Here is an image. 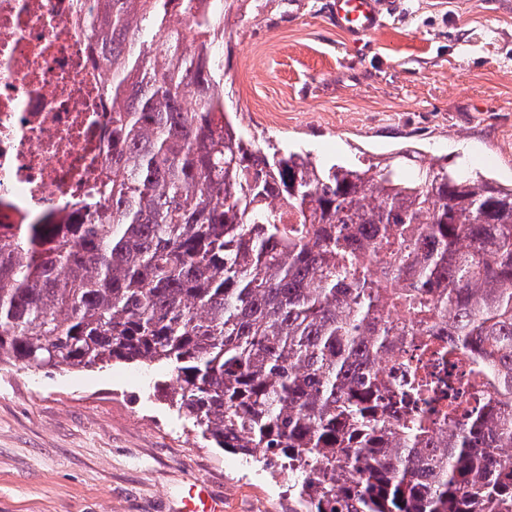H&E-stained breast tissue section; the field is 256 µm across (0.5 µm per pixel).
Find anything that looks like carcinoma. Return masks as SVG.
I'll return each mask as SVG.
<instances>
[{
  "instance_id": "obj_1",
  "label": "carcinoma",
  "mask_w": 512,
  "mask_h": 512,
  "mask_svg": "<svg viewBox=\"0 0 512 512\" xmlns=\"http://www.w3.org/2000/svg\"><path fill=\"white\" fill-rule=\"evenodd\" d=\"M235 2L98 0L112 159L72 223L0 226V363L163 366L177 415L287 464L304 512H512V186L244 136L213 54ZM405 335L468 360L486 413L427 422L417 370L393 405L375 361Z\"/></svg>"
}]
</instances>
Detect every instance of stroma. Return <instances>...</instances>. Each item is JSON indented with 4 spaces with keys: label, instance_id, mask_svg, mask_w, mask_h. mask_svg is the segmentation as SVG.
I'll return each mask as SVG.
<instances>
[{
    "label": "stroma",
    "instance_id": "obj_1",
    "mask_svg": "<svg viewBox=\"0 0 512 512\" xmlns=\"http://www.w3.org/2000/svg\"><path fill=\"white\" fill-rule=\"evenodd\" d=\"M330 0H241L224 16V103L244 133L323 160L402 148L512 183V0H395L358 39ZM159 369L0 370V512H296L287 471L216 448L152 395Z\"/></svg>",
    "mask_w": 512,
    "mask_h": 512
}]
</instances>
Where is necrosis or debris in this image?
Returning <instances> with one entry per match:
<instances>
[{"label": "necrosis or debris", "instance_id": "necrosis-or-debris-1", "mask_svg": "<svg viewBox=\"0 0 512 512\" xmlns=\"http://www.w3.org/2000/svg\"><path fill=\"white\" fill-rule=\"evenodd\" d=\"M94 0H0V224L66 221L71 202L93 192L111 154L102 87L92 66ZM424 336L400 337L377 368L397 388L415 364L449 380L468 413L486 409L457 359L431 358Z\"/></svg>", "mask_w": 512, "mask_h": 512}]
</instances>
